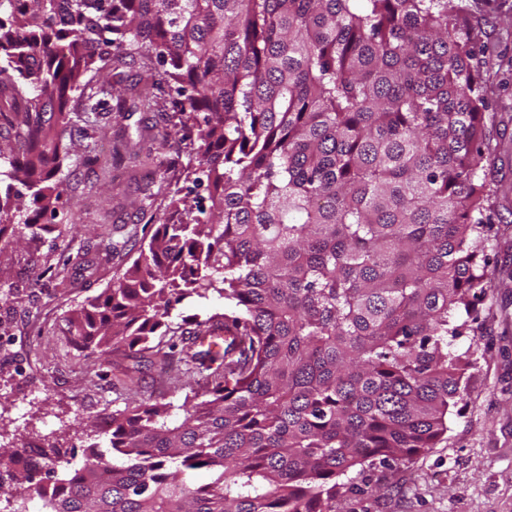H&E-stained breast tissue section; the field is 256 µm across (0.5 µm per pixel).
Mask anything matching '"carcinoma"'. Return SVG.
Wrapping results in <instances>:
<instances>
[{"label":"carcinoma","mask_w":512,"mask_h":512,"mask_svg":"<svg viewBox=\"0 0 512 512\" xmlns=\"http://www.w3.org/2000/svg\"><path fill=\"white\" fill-rule=\"evenodd\" d=\"M179 85L209 207L172 196L147 247L68 319L81 349L165 367L191 336L202 391L115 410L76 466L0 448L9 512H336L349 474L406 464L448 432L472 353L491 223L485 89L456 0H0V238L31 237L79 146L71 95L128 111L105 71ZM227 308L176 331L173 306ZM169 337L168 350L154 344ZM213 481L192 486L189 471Z\"/></svg>","instance_id":"1"}]
</instances>
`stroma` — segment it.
Instances as JSON below:
<instances>
[{
  "mask_svg": "<svg viewBox=\"0 0 512 512\" xmlns=\"http://www.w3.org/2000/svg\"><path fill=\"white\" fill-rule=\"evenodd\" d=\"M473 35L492 68L487 133L493 151L484 174L495 211L489 279L477 333L455 340L472 350L467 388L443 441L411 464L372 470L379 489L349 495L342 512H512V0H462ZM175 87L157 92L149 112L121 114L104 105L91 122L72 98L76 126L95 153L76 152L61 176L68 201L35 241L0 247V445L51 435L83 451L98 440L88 422L154 397L176 405L199 391L196 376L173 363L164 374L129 369L123 350L99 356L75 346L67 319L123 273L187 191L189 142L173 136ZM120 151L110 174L95 175L94 154ZM120 250H112L113 242Z\"/></svg>",
  "mask_w": 512,
  "mask_h": 512,
  "instance_id": "obj_1",
  "label": "stroma"
}]
</instances>
